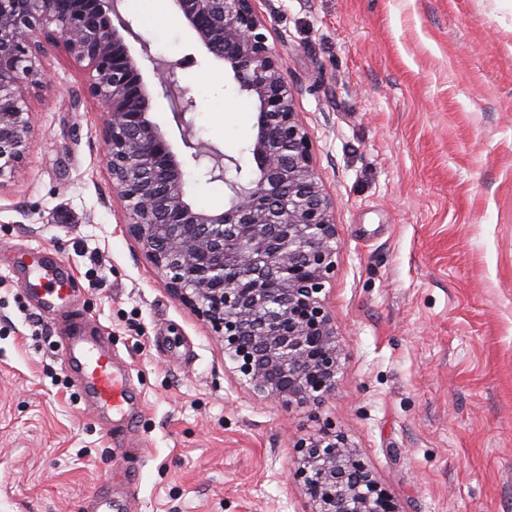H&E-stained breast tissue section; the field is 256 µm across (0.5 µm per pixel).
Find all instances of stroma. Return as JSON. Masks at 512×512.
I'll use <instances>...</instances> for the list:
<instances>
[{
	"label": "stroma",
	"mask_w": 512,
	"mask_h": 512,
	"mask_svg": "<svg viewBox=\"0 0 512 512\" xmlns=\"http://www.w3.org/2000/svg\"><path fill=\"white\" fill-rule=\"evenodd\" d=\"M285 61L339 243L326 303L336 393L285 409L254 394L209 326L175 300L112 197L88 67L58 48L26 95L23 171L0 179V512H82L140 477L135 512H309L287 477L299 438L335 422L400 512H512V0H256ZM151 115L186 192L221 211L194 142L243 173L257 114L179 17L114 0ZM57 259L74 313L103 327L137 395L132 424L79 404L62 318L25 280ZM114 506L112 504V486L105 485L101 490H96L89 495L83 506L85 512H112Z\"/></svg>",
	"instance_id": "1"
}]
</instances>
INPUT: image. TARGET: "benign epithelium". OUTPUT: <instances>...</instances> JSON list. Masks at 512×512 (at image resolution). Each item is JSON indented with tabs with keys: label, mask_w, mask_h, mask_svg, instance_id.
<instances>
[{
	"label": "benign epithelium",
	"mask_w": 512,
	"mask_h": 512,
	"mask_svg": "<svg viewBox=\"0 0 512 512\" xmlns=\"http://www.w3.org/2000/svg\"><path fill=\"white\" fill-rule=\"evenodd\" d=\"M198 47L228 69L258 112L249 147L257 177L209 212L186 197L185 163L151 119L156 94L115 26L108 0H0V179L25 165L31 132L26 85L41 81L38 34L88 62L87 91L104 109L105 159L125 233L170 294L207 323L258 396L283 408L319 407L336 390L340 347L320 294L336 270L332 202L296 112L284 63L268 45L254 0H171ZM293 479L310 512H399L346 435L330 420L294 445Z\"/></svg>",
	"instance_id": "benign-epithelium-1"
}]
</instances>
